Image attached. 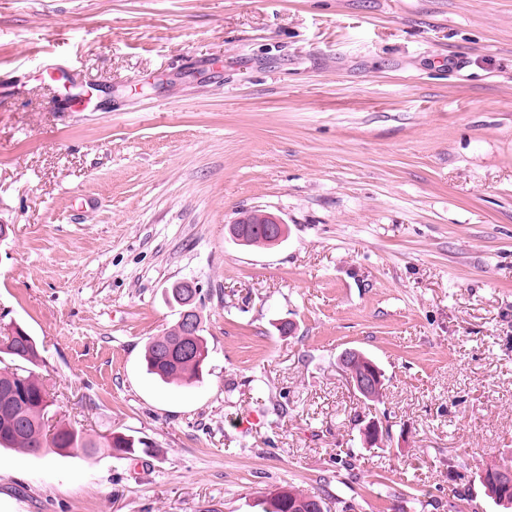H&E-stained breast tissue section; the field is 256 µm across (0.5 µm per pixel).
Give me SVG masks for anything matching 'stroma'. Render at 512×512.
Masks as SVG:
<instances>
[{"label": "stroma", "mask_w": 512, "mask_h": 512, "mask_svg": "<svg viewBox=\"0 0 512 512\" xmlns=\"http://www.w3.org/2000/svg\"><path fill=\"white\" fill-rule=\"evenodd\" d=\"M251 207L287 237L232 241ZM0 224V324L36 340L50 424L154 444L1 448L0 512H261L287 483L434 512L463 462L462 512H501L472 468L512 454V0H0ZM184 278L188 387L144 364ZM374 364L378 371L380 372L382 378L385 380L384 373L382 374L381 369L367 356L363 355L362 353L358 351H353L348 356V366L351 369V371L361 373L363 370H368V372L362 374V375H349V381L352 384V386H355L360 392H362L360 395L366 400L370 402L379 401L380 397H382L381 393L380 395H376L373 397H367L364 394H368L372 390H378L379 392H383L385 386H382L383 380L379 378L376 370L372 367L368 366L370 364ZM364 393V394H363Z\"/></svg>", "instance_id": "obj_1"}]
</instances>
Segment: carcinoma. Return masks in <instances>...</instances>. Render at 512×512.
Segmentation results:
<instances>
[{
	"mask_svg": "<svg viewBox=\"0 0 512 512\" xmlns=\"http://www.w3.org/2000/svg\"><path fill=\"white\" fill-rule=\"evenodd\" d=\"M177 325L149 338L145 345L147 370L164 383L192 386L200 382L202 368L209 355L203 332L188 339L178 335ZM10 357L11 364L0 367V448H13L39 455L48 448L57 454L89 453L103 446L122 459L148 454L149 445L124 432L114 431L104 437V444L84 437L78 430L60 426L53 433L46 428L48 393L39 379L26 368L40 358L36 342L23 341L10 332L0 336V354ZM512 475V458L482 469L478 480L485 494L497 505L512 508V485L500 476ZM262 512H331L327 499L284 485L269 492L262 500Z\"/></svg>",
	"mask_w": 512,
	"mask_h": 512,
	"instance_id": "carcinoma-1",
	"label": "carcinoma"
}]
</instances>
